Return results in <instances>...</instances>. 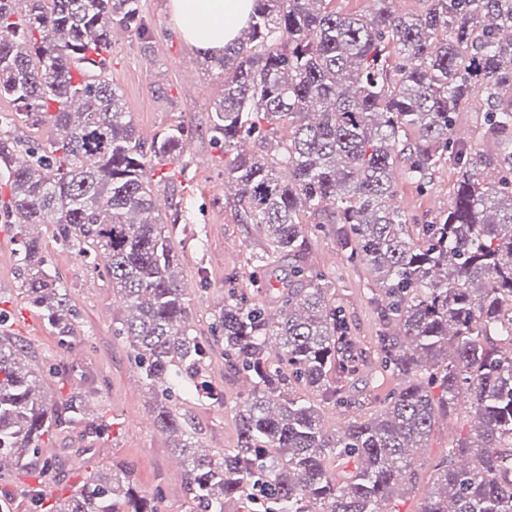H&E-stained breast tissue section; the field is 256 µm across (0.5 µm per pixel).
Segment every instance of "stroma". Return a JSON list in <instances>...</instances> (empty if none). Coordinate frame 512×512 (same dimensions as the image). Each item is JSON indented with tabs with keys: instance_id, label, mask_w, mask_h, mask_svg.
<instances>
[{
	"instance_id": "stroma-1",
	"label": "stroma",
	"mask_w": 512,
	"mask_h": 512,
	"mask_svg": "<svg viewBox=\"0 0 512 512\" xmlns=\"http://www.w3.org/2000/svg\"><path fill=\"white\" fill-rule=\"evenodd\" d=\"M141 4L148 33L140 38L113 29L108 73L143 142H152L174 126L186 130L181 155L186 170L161 183L159 194L167 205L159 216L166 220L180 215L187 226L186 231L174 235L173 242L183 279L190 285V324L194 336L211 347L204 376L212 388L223 393L224 401L218 404L180 390L173 406L191 418L199 445L217 452L237 445L234 406L245 395L246 386L242 376L224 362V343L212 332L214 316L235 288L247 289L253 301L270 310L277 308L278 302L263 281L251 279L252 254L262 238L255 225L242 222L235 198L225 195L224 146L209 133L210 105L223 95L224 78L204 70L197 47L189 45L180 33L169 0H141ZM456 178L454 166L446 162L439 165L426 188L399 182V209L410 223L430 221L447 210ZM8 197V186L0 183V331L19 340L30 362L44 369L43 395L48 402L59 403L72 390L69 381L53 372L54 366L63 363L94 380L90 402L109 422L107 430L94 436L84 428L64 425L44 438V452L66 461L63 470L51 473L52 489L67 496L89 472L114 469L126 473L144 493L161 495L160 512H189L183 472L173 466L176 455L170 439L156 426L143 429L133 422L135 416L148 418L152 412L133 353L112 334L124 307L111 281L57 240L53 226L43 227V254L68 288L79 313L70 342H62L46 320L29 309L19 290L16 244L7 232L11 219L1 206ZM304 234L309 242L305 261L325 276L328 297L343 311L349 334L365 356L358 373L344 384L348 403L325 399L298 384L293 387L296 396L320 407L327 433L337 434L349 420L376 416L399 380L382 368L377 355L376 340L386 326L372 296L370 273L346 261L334 235L317 216H305ZM474 429L465 401L448 418L437 421L415 458L414 487L392 501L395 512H420L434 465Z\"/></svg>"
}]
</instances>
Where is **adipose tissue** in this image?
<instances>
[{"mask_svg":"<svg viewBox=\"0 0 512 512\" xmlns=\"http://www.w3.org/2000/svg\"><path fill=\"white\" fill-rule=\"evenodd\" d=\"M171 6L186 40L218 52L248 19L252 0H171Z\"/></svg>","mask_w":512,"mask_h":512,"instance_id":"obj_1","label":"adipose tissue"}]
</instances>
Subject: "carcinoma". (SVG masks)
I'll return each instance as SVG.
<instances>
[{"label": "carcinoma", "mask_w": 512, "mask_h": 512, "mask_svg": "<svg viewBox=\"0 0 512 512\" xmlns=\"http://www.w3.org/2000/svg\"><path fill=\"white\" fill-rule=\"evenodd\" d=\"M331 2L254 0L224 51L204 54L206 70L224 76L209 130L230 155L224 180L241 221L264 240L254 268L267 273L279 255L303 254L310 213L326 217L346 260L371 273L381 316L395 327L378 337L381 361L401 380L380 414L330 437L317 408L289 393L295 382L341 402L362 361L322 276L302 265L288 273L276 322L242 290L214 316L224 360L249 381L236 406L237 447L221 457L202 450L173 408L183 385L224 402L199 378L209 346L191 333L173 244L179 215L167 224L155 215L156 165L179 162L185 130L145 146L109 61L92 54L112 43L114 27L148 34L141 0H0V97L15 107L0 124L53 132L28 145L21 165L0 139L7 210L21 218L22 294L58 336L74 335L75 305L43 256L41 224L111 280L125 307L113 335L134 353L154 422L181 458L190 512H390L395 481L463 397L475 440L434 466L422 512H512V0H426L416 14L370 0L364 15ZM477 97L490 155L455 134ZM254 133L260 154L242 149ZM445 154L457 169L448 211L408 223L395 206L396 174L424 185ZM42 377L16 340L0 336V468L49 472L58 460L40 448L52 428L101 430L92 390L50 405ZM431 383L442 389L436 401ZM330 457L354 469L336 477ZM46 500L31 489L30 512H158V495L104 470Z\"/></svg>", "instance_id": "carcinoma-1"}]
</instances>
